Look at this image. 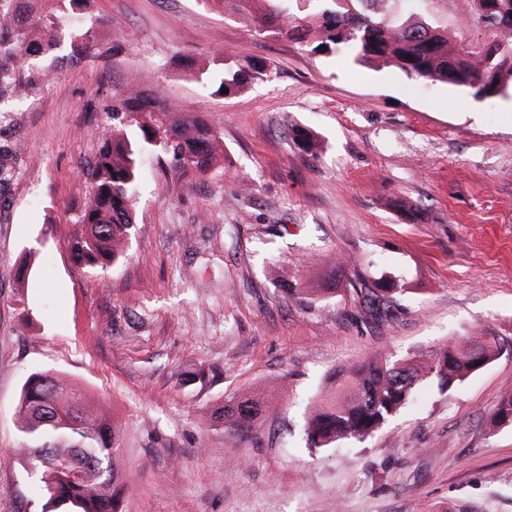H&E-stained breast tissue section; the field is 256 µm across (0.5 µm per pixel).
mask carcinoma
Masks as SVG:
<instances>
[{"mask_svg": "<svg viewBox=\"0 0 512 512\" xmlns=\"http://www.w3.org/2000/svg\"><path fill=\"white\" fill-rule=\"evenodd\" d=\"M31 26L21 21L19 0H0V97L22 87L14 65L51 49L65 19H76L71 47L79 55H96L92 32L112 20L95 16L91 0H39ZM224 11L247 15L264 32L288 37L330 54L351 48L357 62L395 67L407 78L467 89L477 99L512 90V0H464L471 24L494 37L465 47L453 44L448 28L425 20L410 21L396 11L398 0H213ZM267 75L266 64L225 56L224 69H200L196 79L215 88L240 92ZM94 161L80 170L89 196L77 223L82 231L69 243L74 260L105 268L123 256L134 224L132 198L143 153L163 157L179 178L203 177L217 164L220 139L200 115L171 119L170 113L139 94L112 105ZM356 294L377 320L387 317L391 289L357 288ZM503 339L476 336L453 342L428 355L392 361L382 355L334 373L306 420L309 448H332L343 440L362 441L381 428L412 398L423 382L445 393L496 360ZM89 396L56 372L31 374L18 401L19 431L26 445L18 456L38 479L42 512H123L130 479L118 471L124 457V424L89 406ZM257 401L233 395L211 417L235 433L250 430L259 415ZM495 426L512 425V394L502 397Z\"/></svg>", "mask_w": 512, "mask_h": 512, "instance_id": "cac0c4a2", "label": "carcinoma"}]
</instances>
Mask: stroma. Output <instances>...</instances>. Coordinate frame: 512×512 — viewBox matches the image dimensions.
Returning a JSON list of instances; mask_svg holds the SVG:
<instances>
[{
	"instance_id": "obj_1",
	"label": "stroma",
	"mask_w": 512,
	"mask_h": 512,
	"mask_svg": "<svg viewBox=\"0 0 512 512\" xmlns=\"http://www.w3.org/2000/svg\"><path fill=\"white\" fill-rule=\"evenodd\" d=\"M405 11L458 45L489 36L461 0ZM94 12L112 21L95 30L104 54L75 55L61 26L27 67L40 81L0 98L14 173L0 194V512H41L16 455L36 371L64 373L125 422V512H512V426L490 425L512 394L511 350L446 394L421 384L365 441L312 450L302 430L333 373L370 355L512 341V95L477 100L347 49L317 54L204 0H94ZM228 53L268 76L225 97L190 74ZM134 91L204 115L224 161L179 179L143 154L126 257L85 268L68 247L89 191L79 165ZM336 256L337 287L305 293ZM362 282L395 287L390 320L361 306ZM234 394L267 397L239 435L211 419Z\"/></svg>"
}]
</instances>
